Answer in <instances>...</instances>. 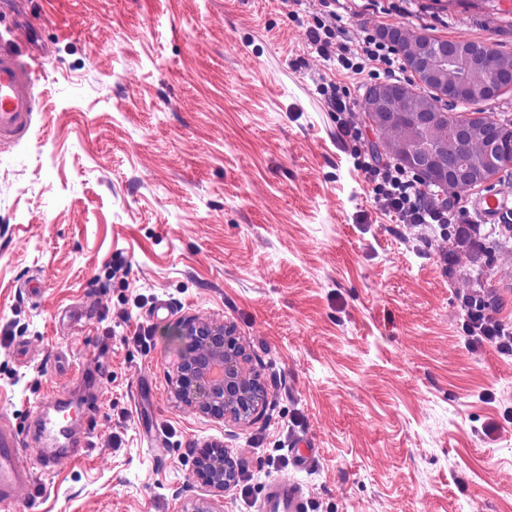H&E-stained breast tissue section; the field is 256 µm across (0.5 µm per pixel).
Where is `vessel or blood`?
<instances>
[{
    "mask_svg": "<svg viewBox=\"0 0 512 512\" xmlns=\"http://www.w3.org/2000/svg\"><path fill=\"white\" fill-rule=\"evenodd\" d=\"M28 41L17 25L8 23L0 29V145L27 138L33 126L35 99L32 86L35 71L26 59ZM467 204L479 223L512 222V193L492 189L468 196ZM66 406L41 413L40 434L48 446L40 454L42 470H50L60 458L87 454L90 438H78L68 426ZM24 431L10 421H0V512H13L19 494L36 487L34 471L22 453ZM307 505L299 485L276 480L267 487L264 512H306Z\"/></svg>",
    "mask_w": 512,
    "mask_h": 512,
    "instance_id": "vessel-or-blood-1",
    "label": "vessel or blood"
}]
</instances>
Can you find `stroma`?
<instances>
[{
	"label": "stroma",
	"instance_id": "1",
	"mask_svg": "<svg viewBox=\"0 0 512 512\" xmlns=\"http://www.w3.org/2000/svg\"><path fill=\"white\" fill-rule=\"evenodd\" d=\"M336 0L339 42L383 27L512 54L508 15ZM319 0H36L46 48L26 140L0 148V413L80 403L95 447L37 471L15 512H512V355L472 344L466 299L512 324V243L448 242L374 201L319 77L361 101L394 76L328 70ZM233 324L268 390L249 426L175 395L179 323ZM315 457L296 468L290 449ZM239 466L220 495L196 448ZM264 512H305L306 502L299 485L288 480H276L267 487Z\"/></svg>",
	"mask_w": 512,
	"mask_h": 512
}]
</instances>
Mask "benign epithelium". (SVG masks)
<instances>
[{"label": "benign epithelium", "mask_w": 512, "mask_h": 512, "mask_svg": "<svg viewBox=\"0 0 512 512\" xmlns=\"http://www.w3.org/2000/svg\"><path fill=\"white\" fill-rule=\"evenodd\" d=\"M385 40L403 45L404 57L423 82L435 89L434 98L422 101L407 88L391 83L370 90L371 103L365 112L367 123L379 135V142L403 165H417L428 179L458 193L461 185L472 189L479 185L486 169L506 164L500 154H488L477 171L467 164L476 141L487 148L500 149L502 139L512 132L508 127L474 125L453 117L444 108L447 103L486 104L502 91L512 73L499 67L497 59L477 42L464 47L448 42V50L435 51L431 40L422 34L409 35L398 28L383 31ZM485 75L481 82L450 80L447 63ZM183 344L177 366L176 393L189 406L215 419L235 424H250L262 413L268 392L259 373L249 365L244 347L234 328L212 326L188 318L178 326ZM223 366V377L215 380L210 370ZM195 475L205 486L227 492L236 486L237 466L224 455V449L207 446L194 449Z\"/></svg>", "instance_id": "7a95c632"}]
</instances>
